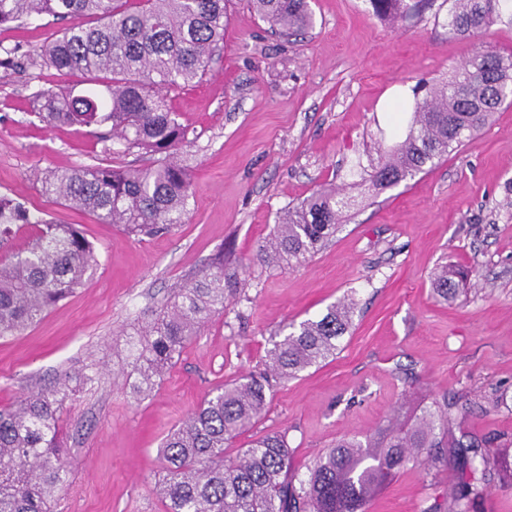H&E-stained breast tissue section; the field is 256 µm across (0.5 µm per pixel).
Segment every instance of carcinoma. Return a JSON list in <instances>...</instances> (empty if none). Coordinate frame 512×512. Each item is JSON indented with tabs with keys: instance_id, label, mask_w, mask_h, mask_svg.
<instances>
[{
	"instance_id": "1",
	"label": "carcinoma",
	"mask_w": 512,
	"mask_h": 512,
	"mask_svg": "<svg viewBox=\"0 0 512 512\" xmlns=\"http://www.w3.org/2000/svg\"><path fill=\"white\" fill-rule=\"evenodd\" d=\"M229 0H0V26L41 16L68 25L28 53L41 66L78 74L88 88H41L33 93L48 125L107 128L103 153L118 139L149 156L143 164L101 162L45 173L44 193L135 235H154L182 223L192 195L180 149L189 129L163 89L201 79L224 41ZM508 0H453L450 31L467 37L502 19ZM374 14L402 22L418 10L408 0H369ZM258 16L283 34L312 24L307 0H253ZM512 98V53L483 50L464 60L448 80L415 100L405 137L378 150L363 181L383 191L425 173L458 150ZM349 200L322 187L277 218L273 235L252 262L293 268L329 245L342 228ZM29 229L28 251L0 264V339L39 323L56 304L83 287L100 265L95 244L74 224H57L0 196V243ZM470 271L443 266L433 292L454 299ZM244 283L239 269L215 270L178 289L147 325L136 330L142 349L133 394L150 391L201 323L224 311ZM345 298L313 319L291 324L266 351L265 369L212 389L161 443L163 474L156 492L165 512H365L369 499L412 463L448 468L454 449L462 477L448 499L427 512H470L491 489L503 453L475 436L453 438L471 400L434 399L405 423L398 416L364 436H343L307 474L293 466L285 430L266 431L230 455L236 439L265 415L275 388L336 354L352 326ZM71 387L62 382L0 410V512H49L69 482L59 452L60 414Z\"/></svg>"
}]
</instances>
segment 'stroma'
I'll use <instances>...</instances> for the list:
<instances>
[{
    "instance_id": "1",
    "label": "stroma",
    "mask_w": 512,
    "mask_h": 512,
    "mask_svg": "<svg viewBox=\"0 0 512 512\" xmlns=\"http://www.w3.org/2000/svg\"><path fill=\"white\" fill-rule=\"evenodd\" d=\"M451 0H423L402 25L368 0H310L313 26L284 39L251 0H230L220 56L203 79L167 99L192 134L181 154L193 180L183 224L132 236L56 202L35 171L96 163L88 128L46 127L38 88H80V77L22 62L0 67V194L59 224H76L100 267L37 325L0 340V409L78 370L61 416L69 485L54 512H164L153 486L163 437L204 395L262 369L272 337L347 294L357 308L334 357L276 389L247 446L267 429L288 432L306 469L336 438L365 435L386 417L412 418L431 400L469 391L477 401L459 431L512 440V105H503L459 151L399 186L377 192L361 173L396 140L391 111L412 89L445 79L477 51H512V20L462 38L448 29ZM52 17L0 27V58L45 43ZM335 184L351 197L342 231L293 269L252 264L281 210ZM242 265L247 286L196 336L146 396L134 397V328L218 259ZM471 272L469 290L445 302L430 276L442 265ZM505 408L493 411L484 396ZM459 471L409 466L367 512H426Z\"/></svg>"
}]
</instances>
